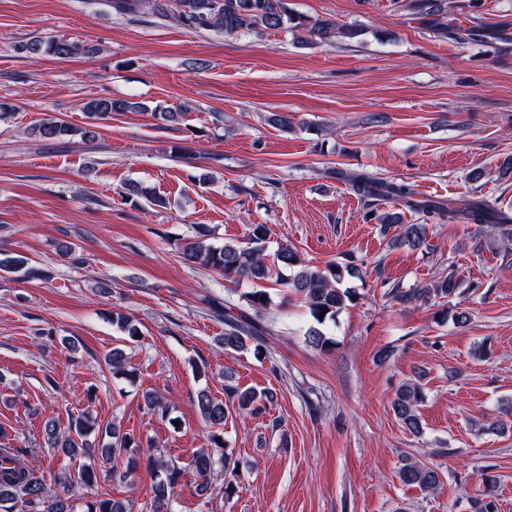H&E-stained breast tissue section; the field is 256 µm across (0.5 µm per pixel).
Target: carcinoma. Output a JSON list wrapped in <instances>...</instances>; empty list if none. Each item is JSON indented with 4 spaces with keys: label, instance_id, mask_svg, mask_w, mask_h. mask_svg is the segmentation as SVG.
<instances>
[{
    "label": "carcinoma",
    "instance_id": "carcinoma-1",
    "mask_svg": "<svg viewBox=\"0 0 512 512\" xmlns=\"http://www.w3.org/2000/svg\"><path fill=\"white\" fill-rule=\"evenodd\" d=\"M103 5L122 15H135L146 9L159 20H173L184 28L196 31H218L228 35L248 32L258 26L268 31H293L302 41L311 44H331L338 37L355 38L359 30L345 27L336 19L311 18L293 12L289 0H103ZM404 8L427 20L431 31L446 38L482 41L478 30L448 25L446 0H405ZM22 50L33 55L46 54L60 60L90 54L95 48L81 45L65 38L37 39L22 46ZM149 106L123 98L99 97L84 104L82 111L89 122L84 126H71L63 121L44 120L29 129V133L43 140H61L80 136L91 141L97 136L98 124L122 112H146ZM337 179L347 184L361 198L385 201L396 207L377 216L396 234L391 243L396 246L418 248L425 243L426 227L423 224L403 222L402 207L409 211L421 212L438 224L463 223L487 226L489 231L498 232L506 241H512V217L497 209L482 198L436 201L419 199L412 185L378 179L363 171L334 172ZM127 194L142 196L154 207L164 208V197L150 193L138 183L126 187ZM269 228L265 224H252L249 228L251 246L240 248L226 243L216 246L196 236L180 245L182 258L191 265L214 270L226 278H243L253 282L273 281L303 297L313 320L322 325L335 320L336 314L352 300L355 290L347 286L351 278L359 275L357 265L328 263L325 267L305 263L289 245L283 244L274 253L272 263L266 261V244ZM23 273L29 278H43L42 270L30 264L25 256L0 251V273ZM459 282L450 275L435 284L433 289L403 291L394 289L393 297L408 303L431 293L436 297L448 298L456 293ZM267 292L260 288L241 295L246 306L241 307L226 299L213 298L211 308L218 317L224 318V350H243L247 342H253L255 351L263 347V336L270 332L264 325L269 299ZM112 325L127 334L131 341L139 334L131 316L111 311ZM308 343L316 349L327 350L335 344L333 338L322 330L311 327L307 333ZM273 402V394L256 392L250 388H232L228 401L212 397L202 390L197 395L200 415L213 429L210 435L212 447L199 450L191 462L199 479L198 487L215 496H232L238 492V462L233 452L218 442L224 438V420L228 406L259 415L265 412L267 404ZM423 402L422 385L415 381L401 385L391 402V409L401 426L414 436L423 433L420 406ZM43 440L51 454H60L70 459L96 457L117 461L125 459L126 470L112 468V477L125 480L137 466L139 441L128 433L120 431V425L112 422L106 425L83 411L70 416L68 426L60 427L54 419L45 421ZM150 466L157 472L153 488L151 512H172V501L177 487L181 484L186 469L176 462L151 455ZM400 481L423 492L433 493L438 489L440 478L437 470L412 459H405L398 470ZM98 481V472L89 462L79 470L64 467L55 477V487L46 484L43 477L30 469L24 462L19 448H11L0 442V509L11 512V506L20 502L28 512H132L129 501L106 497H94L83 502V510H77V489L90 487Z\"/></svg>",
    "mask_w": 512,
    "mask_h": 512
}]
</instances>
